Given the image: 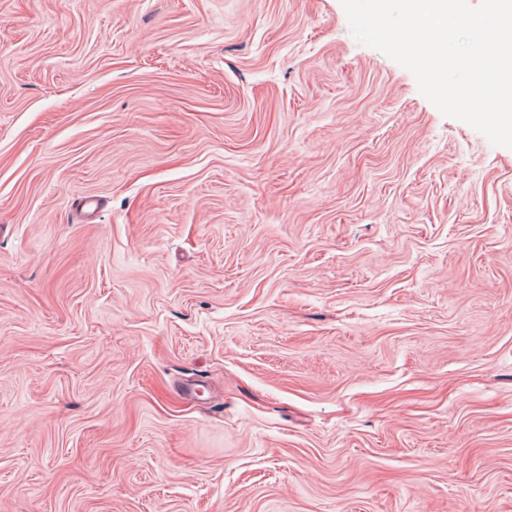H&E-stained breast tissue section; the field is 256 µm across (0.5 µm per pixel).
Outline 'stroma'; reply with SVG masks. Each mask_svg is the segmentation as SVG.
I'll return each instance as SVG.
<instances>
[{"mask_svg":"<svg viewBox=\"0 0 512 512\" xmlns=\"http://www.w3.org/2000/svg\"><path fill=\"white\" fill-rule=\"evenodd\" d=\"M0 512H512V149L341 0H0Z\"/></svg>","mask_w":512,"mask_h":512,"instance_id":"obj_1","label":"stroma"}]
</instances>
